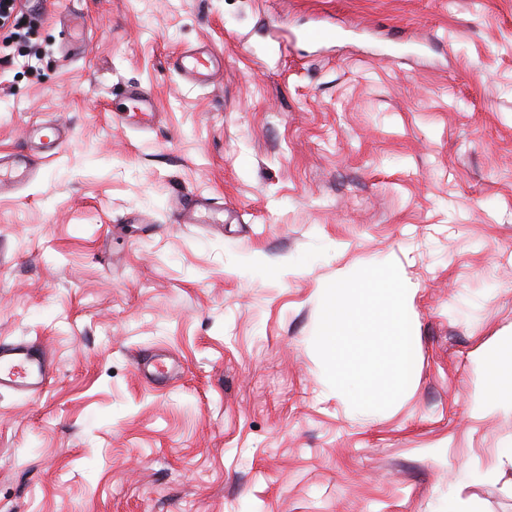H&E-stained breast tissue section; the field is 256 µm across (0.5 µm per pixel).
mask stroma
<instances>
[{"instance_id":"35a3bbf8","label":"stroma","mask_w":512,"mask_h":512,"mask_svg":"<svg viewBox=\"0 0 512 512\" xmlns=\"http://www.w3.org/2000/svg\"><path fill=\"white\" fill-rule=\"evenodd\" d=\"M21 2L0 154L38 171L0 195V341L55 373L0 394V512H512V410L471 414L512 346V0ZM129 85L151 128L115 118ZM389 261L413 372L362 413L313 340L326 285ZM217 63V56L212 52L199 50L183 51L176 60V69L186 79L207 83Z\"/></svg>"}]
</instances>
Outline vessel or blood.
<instances>
[{"label":"vessel or blood","mask_w":512,"mask_h":512,"mask_svg":"<svg viewBox=\"0 0 512 512\" xmlns=\"http://www.w3.org/2000/svg\"><path fill=\"white\" fill-rule=\"evenodd\" d=\"M217 63L214 53L199 50L181 52L176 69L190 80L205 83ZM155 100L138 86L126 89V105L121 120L126 127L143 129L151 126L156 118ZM5 171L0 174V190L16 187L34 177L36 168L30 155L19 153L4 162ZM53 363L46 349L37 341L0 342V392L33 398L48 386Z\"/></svg>","instance_id":"b4317fda"}]
</instances>
